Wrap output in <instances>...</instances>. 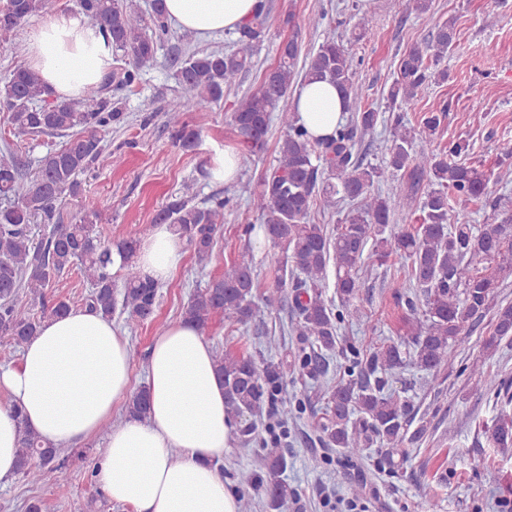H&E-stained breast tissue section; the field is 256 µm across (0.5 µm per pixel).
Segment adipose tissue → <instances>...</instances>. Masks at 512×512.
Wrapping results in <instances>:
<instances>
[{
    "label": "adipose tissue",
    "mask_w": 512,
    "mask_h": 512,
    "mask_svg": "<svg viewBox=\"0 0 512 512\" xmlns=\"http://www.w3.org/2000/svg\"><path fill=\"white\" fill-rule=\"evenodd\" d=\"M259 0H165L169 23L202 39L231 32L256 13ZM32 70L53 99L82 98L111 69V36L83 14L60 13L34 25L26 44ZM292 106L312 138L345 123V102L332 84L300 81ZM186 241L167 224L154 225L133 257L142 275L164 283L181 264ZM127 337L85 307L43 322L18 363L0 366V482L17 470L21 426L59 448L78 444L111 424L97 481L106 497L135 512H240L217 469L233 427L213 346L195 324H167L149 348L145 417L113 422L116 405L133 392Z\"/></svg>",
    "instance_id": "adipose-tissue-1"
}]
</instances>
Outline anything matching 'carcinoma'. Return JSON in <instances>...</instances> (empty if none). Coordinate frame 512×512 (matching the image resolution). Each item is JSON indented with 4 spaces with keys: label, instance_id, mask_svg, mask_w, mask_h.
<instances>
[{
    "label": "carcinoma",
    "instance_id": "1",
    "mask_svg": "<svg viewBox=\"0 0 512 512\" xmlns=\"http://www.w3.org/2000/svg\"><path fill=\"white\" fill-rule=\"evenodd\" d=\"M76 4L87 23L106 29L115 50L129 60L106 75L83 101H49L39 77L22 57L13 61L9 80L0 88V110L11 113L15 138L0 150V339L16 348L34 336L44 321L66 314L75 305L106 318L120 305L128 320L140 323L154 314L158 303L159 285L144 278L131 261L139 239L101 240L97 224L103 220V207L98 201L84 204L80 215L68 224L60 204L80 194L78 176L92 164L118 161L102 145V134L123 118L112 91L133 88L142 68L153 61L157 44L175 32L165 17L164 0H152L148 11L134 0H76ZM57 5L58 0H0V47L10 43L21 24L52 14ZM267 18L262 4L236 31L230 51H193L178 59L175 79L183 92L168 102L165 126L181 148L192 150L197 144L186 115L221 102L224 90L249 70ZM456 35L455 22L446 20L435 25L424 43L406 51L389 90L391 103L410 107L428 80H447V72L432 70L430 60L448 53ZM299 56L297 40L282 42L277 64L265 74L260 91L242 99L232 114L237 137L254 148L262 146L273 113H279L285 130L277 165L253 199L265 237L282 249V254L271 255L279 286L272 288L261 280L252 262L243 257L194 293L181 317L203 330L219 312L225 320L245 325L261 316V309L291 300L289 333L301 343L294 353V365L315 373L320 360L339 352L351 356L357 369L348 372L350 379L341 378L327 387L328 414L318 425L321 440L347 458L363 456L376 440L387 453L399 454L414 416L407 404L389 392L385 375L408 366L434 375L449 368L469 340V322H478L489 312L493 313L492 330L483 340V349L492 352L499 341L512 336V305L495 310L491 306L498 275L512 274V197H496L493 208L500 221L478 228L452 212L449 199L465 206L486 195L491 174L457 162L470 151L465 140L453 141L441 151L428 146L425 135L441 124L442 113L448 111L445 104L423 118L420 136L401 117L395 118L389 166L396 173H407L408 183L393 182L385 193L374 190L378 171L354 152V127L343 126L329 140L312 141L296 112L288 107V91L296 79L328 81L342 94L357 125L364 131L373 129L378 113L361 109L362 90L354 80L358 62L334 39L325 40L301 70ZM40 134L61 135L66 141L39 157L34 176L27 178L19 153L28 137ZM423 178L431 188L419 198L416 187ZM196 195L194 183H183L180 194L162 207L156 223L170 224L186 237L197 263L205 266L231 197L217 194L199 206L194 203ZM319 195L330 208L336 207L338 195L353 205L333 235L327 225L315 224L310 218ZM396 210L420 211L418 227L386 235ZM39 226L44 237L38 241ZM114 250L123 256L120 287L110 270ZM393 254L411 261L408 277L390 282L394 296L405 301L409 336L369 349L363 362L360 346L342 343L338 328L353 314L350 303L362 286L360 268L368 261L382 263ZM477 258L496 264L494 272L480 270L474 263ZM331 260L339 299L336 307L323 298ZM74 266L90 285V292L72 298L52 294L56 278ZM288 284L289 294L284 289ZM21 290L26 297L23 304L16 302ZM214 366L224 380L227 415L235 423H244L233 433V439L243 444L255 432L250 419L265 413L274 417L279 410L286 415L292 403L302 406L298 395L288 394L282 362L219 348L214 351ZM471 371L500 402L487 440L495 448L511 447L512 412L507 407L512 404V392L483 368L482 361H474ZM147 409V391L141 386L127 398L125 410L130 416L143 417ZM286 468V457L275 450L259 470L229 460L224 463V470L240 485L265 491L272 512H286L288 502L297 496V490L282 478ZM17 473L29 484L42 482L48 473L65 482L70 475L69 456L25 428L20 434Z\"/></svg>",
    "mask_w": 512,
    "mask_h": 512
}]
</instances>
